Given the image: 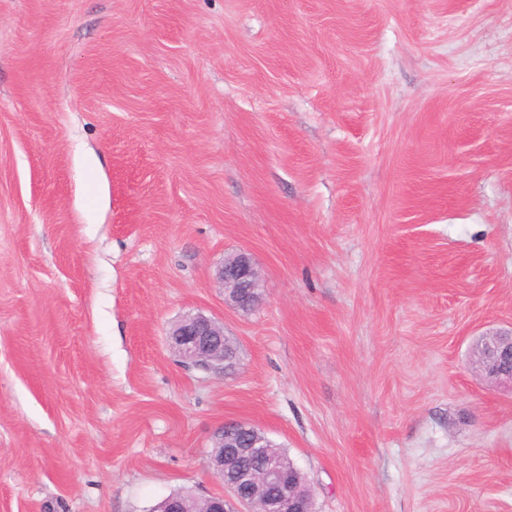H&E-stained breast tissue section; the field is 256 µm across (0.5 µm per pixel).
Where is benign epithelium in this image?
<instances>
[{
  "instance_id": "1",
  "label": "benign epithelium",
  "mask_w": 512,
  "mask_h": 512,
  "mask_svg": "<svg viewBox=\"0 0 512 512\" xmlns=\"http://www.w3.org/2000/svg\"><path fill=\"white\" fill-rule=\"evenodd\" d=\"M224 303L243 309L260 304L262 275L251 256L240 252L224 259L215 273ZM170 348L181 363L216 374L227 371L236 347L224 336V326L203 313L190 314L170 330ZM474 367L488 381L512 388V329L482 337L471 351ZM247 422L226 423L215 435L209 465L224 480V489L253 512H314L312 491L298 489V477L282 457L273 455L271 441L252 432ZM200 512H227V499L213 495L196 499Z\"/></svg>"
}]
</instances>
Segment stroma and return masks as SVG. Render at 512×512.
Here are the masks:
<instances>
[{"label":"stroma","instance_id":"obj_1","mask_svg":"<svg viewBox=\"0 0 512 512\" xmlns=\"http://www.w3.org/2000/svg\"><path fill=\"white\" fill-rule=\"evenodd\" d=\"M510 327L512 0H0V512L223 494L230 420L316 512H512ZM215 280L224 291L225 304L240 310L253 301L260 304L262 275L249 254L240 252L225 258ZM168 336L170 348L188 367L224 374L230 357L236 358V347L224 336V325L200 312L183 317ZM471 360L484 379L512 390V328L482 336L471 351Z\"/></svg>","mask_w":512,"mask_h":512}]
</instances>
